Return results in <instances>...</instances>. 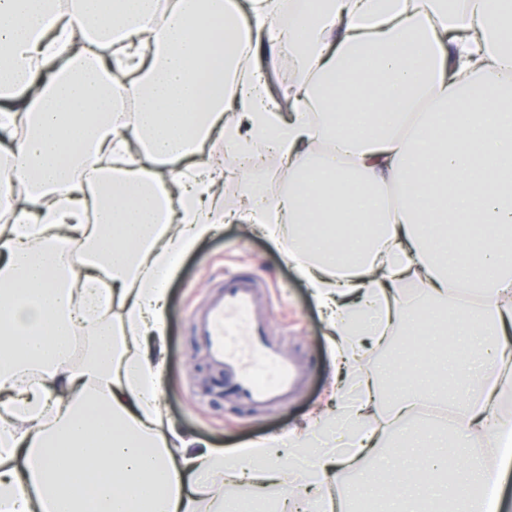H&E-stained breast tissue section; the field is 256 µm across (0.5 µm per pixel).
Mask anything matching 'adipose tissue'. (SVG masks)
Here are the masks:
<instances>
[{"label": "adipose tissue", "mask_w": 512, "mask_h": 512, "mask_svg": "<svg viewBox=\"0 0 512 512\" xmlns=\"http://www.w3.org/2000/svg\"><path fill=\"white\" fill-rule=\"evenodd\" d=\"M281 0H0V512H235L249 484L258 512H334L330 493L362 471L397 424L410 458L384 488L393 512H491L494 474L423 451L410 421L419 400L456 407L457 448L512 427V0H307L293 24ZM287 41L299 77L282 112L254 61ZM374 65L366 69L363 58ZM135 99L126 112L123 103ZM221 139L235 154H278L287 190L249 185L224 208ZM331 152L314 151L317 142ZM402 195L384 210L381 192ZM293 229L288 256L315 290L345 379L353 441L312 453L287 484L271 445L214 448L182 434L159 402L173 255L227 220ZM487 234L476 240L471 227ZM480 258L492 276L472 278ZM478 304L442 328L468 346L435 358L436 384L403 386L363 371L347 316L388 343L428 309ZM90 338L73 361L77 331ZM95 470L87 492L74 479Z\"/></svg>", "instance_id": "1"}]
</instances>
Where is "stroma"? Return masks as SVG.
<instances>
[{
    "instance_id": "1",
    "label": "stroma",
    "mask_w": 512,
    "mask_h": 512,
    "mask_svg": "<svg viewBox=\"0 0 512 512\" xmlns=\"http://www.w3.org/2000/svg\"><path fill=\"white\" fill-rule=\"evenodd\" d=\"M286 242L253 234L248 225L224 223L180 258L168 285L163 412L182 432L215 448H246L286 437L307 421L336 414V367L327 326L313 290L286 256ZM256 271L268 289L271 331L300 363L302 388L285 403L251 410L224 394V380L208 366L193 335L192 310L224 270Z\"/></svg>"
}]
</instances>
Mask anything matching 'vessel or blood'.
<instances>
[{"mask_svg": "<svg viewBox=\"0 0 512 512\" xmlns=\"http://www.w3.org/2000/svg\"><path fill=\"white\" fill-rule=\"evenodd\" d=\"M264 299L256 273H225L192 316L198 343L224 376L225 395L254 409L287 400L302 383L297 362L271 336Z\"/></svg>", "mask_w": 512, "mask_h": 512, "instance_id": "vessel-or-blood-1", "label": "vessel or blood"}]
</instances>
